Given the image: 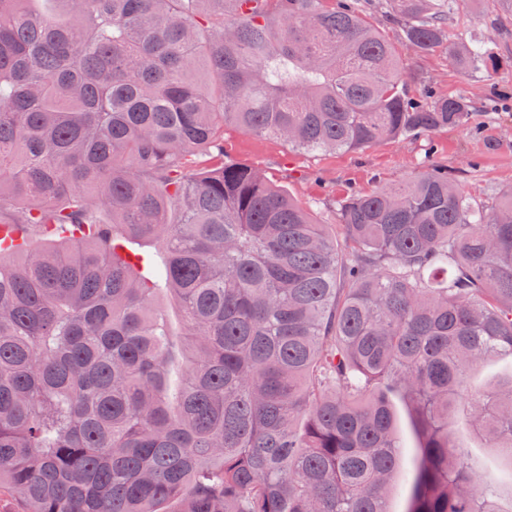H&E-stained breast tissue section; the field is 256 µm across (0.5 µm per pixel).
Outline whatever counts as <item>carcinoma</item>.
I'll use <instances>...</instances> for the list:
<instances>
[{
	"mask_svg": "<svg viewBox=\"0 0 512 512\" xmlns=\"http://www.w3.org/2000/svg\"><path fill=\"white\" fill-rule=\"evenodd\" d=\"M327 2L0 0V490L26 512H391L392 395L408 512H512L450 437L466 415L512 469V376L469 384L512 356V187L431 161L320 224L224 162L227 121L310 153L470 128ZM397 2L412 51L488 69L458 0ZM511 363V356H496L489 359L479 370L471 374V386L475 388L488 387L502 372L511 370ZM392 409L403 448L398 459V479L389 507L393 512H405L409 508L411 481L419 458V441L413 431L412 416L405 401L400 397L392 398Z\"/></svg>",
	"mask_w": 512,
	"mask_h": 512,
	"instance_id": "carcinoma-1",
	"label": "carcinoma"
}]
</instances>
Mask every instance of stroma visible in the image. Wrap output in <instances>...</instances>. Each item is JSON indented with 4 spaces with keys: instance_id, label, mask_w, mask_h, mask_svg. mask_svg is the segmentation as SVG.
<instances>
[{
    "instance_id": "stroma-1",
    "label": "stroma",
    "mask_w": 512,
    "mask_h": 512,
    "mask_svg": "<svg viewBox=\"0 0 512 512\" xmlns=\"http://www.w3.org/2000/svg\"><path fill=\"white\" fill-rule=\"evenodd\" d=\"M387 3L372 0L367 19L407 59L409 94L418 96L426 84L443 94H466L475 106L478 131L446 128L356 152L307 153L282 140L248 135L234 124H225V160L258 168L273 185L309 207L322 224L335 223L338 198L400 181L429 159L447 166L475 195L512 186V15L501 11L498 0H460V33L479 39L492 62L489 73L466 76L451 65L447 47L413 53L389 17ZM392 409L402 450L389 507L391 512H407L419 441L405 401L393 398Z\"/></svg>"
}]
</instances>
